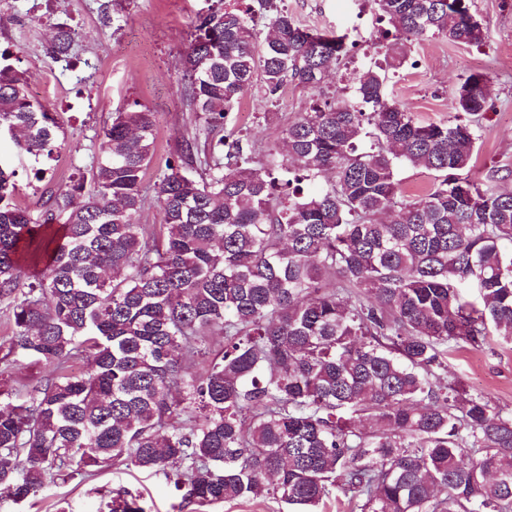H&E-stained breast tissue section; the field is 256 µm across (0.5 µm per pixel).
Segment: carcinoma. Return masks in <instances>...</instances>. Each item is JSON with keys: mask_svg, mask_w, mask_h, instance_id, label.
Wrapping results in <instances>:
<instances>
[{"mask_svg": "<svg viewBox=\"0 0 512 512\" xmlns=\"http://www.w3.org/2000/svg\"><path fill=\"white\" fill-rule=\"evenodd\" d=\"M244 2L197 18L183 76L203 125L155 183L159 235L136 223L151 112L115 113L91 185L58 189L37 218L0 162V510L110 465L164 475L182 508L272 497L317 512L336 493L351 512H512V412L438 374L450 343L512 341V190L469 175L490 77L460 83L452 119L423 122L370 67L258 164L227 131L234 104L257 81L321 91L347 36L278 11L263 37ZM374 5L403 44L488 39L468 0ZM71 41L56 26L53 54ZM12 55L0 134L40 181L59 126ZM402 164L438 173L417 201L396 202ZM25 359L51 377L15 388ZM107 508L146 512L125 487Z\"/></svg>", "mask_w": 512, "mask_h": 512, "instance_id": "carcinoma-1", "label": "carcinoma"}]
</instances>
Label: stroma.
<instances>
[{
  "label": "stroma",
  "mask_w": 512,
  "mask_h": 512,
  "mask_svg": "<svg viewBox=\"0 0 512 512\" xmlns=\"http://www.w3.org/2000/svg\"><path fill=\"white\" fill-rule=\"evenodd\" d=\"M210 0H0V49L13 52L14 67L25 71L29 98L54 112L63 147L50 162L43 180L30 176L31 159L0 138V159L18 172L16 202L40 216L58 187L78 174H90L98 154L100 134L113 113L131 108L156 116V149L145 177L153 186L165 162L180 152L199 125L182 81V59L199 13ZM473 14L485 22L489 39L483 46L451 44L430 37L407 45L402 66L387 70V94L417 118L445 121L454 114L459 83L469 75L492 78L486 111L478 135L470 176L512 190V0H470ZM285 10L302 25L344 32L353 45L321 92L287 85L274 96L253 86L232 110L235 133L256 139L259 147L278 140L281 129L313 99L347 95L355 71L383 62L382 23L372 0H269L255 12L265 28L270 10ZM73 31L67 58L51 51L57 24ZM448 379L471 393L486 395L503 411H512V344L488 337L480 348L450 346ZM126 486L143 497L147 512H173L180 498L161 474L106 469L94 480L51 486L36 504L14 512H57L68 502L70 512H98L111 489Z\"/></svg>",
  "instance_id": "35a3bbf8"
}]
</instances>
